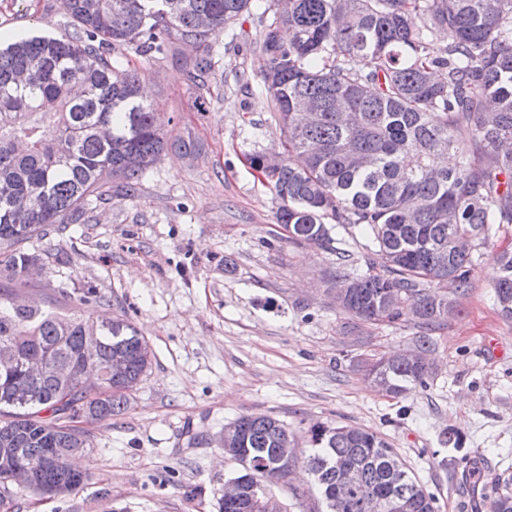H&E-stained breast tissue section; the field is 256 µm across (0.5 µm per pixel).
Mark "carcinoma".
<instances>
[{
	"label": "carcinoma",
	"mask_w": 512,
	"mask_h": 512,
	"mask_svg": "<svg viewBox=\"0 0 512 512\" xmlns=\"http://www.w3.org/2000/svg\"><path fill=\"white\" fill-rule=\"evenodd\" d=\"M249 10L250 0H67L72 33L0 46V184L14 188L0 197V343L74 371L66 381L0 372V448L15 449L36 482L52 448L55 478L71 493L84 484L70 459L93 442L85 432L76 438L69 423L81 412L111 419L151 361L125 318L111 319L91 343L84 332L95 320L10 302L32 262L44 261L29 250L32 239L82 222L91 198L112 194L114 183L133 194L168 148L140 74L114 65L112 51L133 45L153 57ZM435 37L444 46L434 47ZM260 49L282 161L270 167L258 152L250 165L280 200L276 221L293 242L328 245L337 224L370 239L367 271L340 264L329 274L336 309L354 341L368 323L413 325L418 362L383 354L360 368L392 396L425 387L433 334L456 310L441 290L451 282L467 295L473 250L512 224V0H292L263 25ZM494 265L495 301L512 319V248L499 250ZM76 301L103 304L93 287ZM114 350L128 356L120 369ZM90 366L102 379L92 397L79 387ZM236 426L230 460L243 499L219 502V512H250L251 488L290 474L280 463L290 436L279 420L243 415ZM307 442L304 463L323 512H372V501L391 512L394 498L407 512H436L434 496L378 434L315 423ZM344 467L359 470L357 487L341 485Z\"/></svg>",
	"instance_id": "cac0c4a2"
}]
</instances>
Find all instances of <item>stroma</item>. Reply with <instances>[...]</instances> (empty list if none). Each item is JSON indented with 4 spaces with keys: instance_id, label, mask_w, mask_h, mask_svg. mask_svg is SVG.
Returning <instances> with one entry per match:
<instances>
[{
    "instance_id": "1",
    "label": "stroma",
    "mask_w": 512,
    "mask_h": 512,
    "mask_svg": "<svg viewBox=\"0 0 512 512\" xmlns=\"http://www.w3.org/2000/svg\"><path fill=\"white\" fill-rule=\"evenodd\" d=\"M271 6L251 0L235 24L155 57L123 48L168 118V138L199 148H169L133 196L91 201L84 223L34 241L59 260L23 294L72 314L58 288H96V316L131 321L151 365L124 410L84 421L93 445L75 464L85 485L61 499L7 486L8 512H219L218 491L236 472L219 438L250 414L280 420L300 443L316 422L378 433L438 512H489L496 490L512 489V319L492 288L495 248L512 243V224L474 251L471 289L434 336L429 384L393 397L365 381L356 361L410 348L416 330L368 326L352 345L327 276L341 254L365 271L366 238L338 225L328 249L288 241L278 199L249 166L279 146L257 47ZM67 21L64 0H0L4 43L64 35ZM208 54L215 66L202 80L191 61ZM448 432L460 446L445 444ZM270 490L287 512H312L319 498L301 468Z\"/></svg>"
}]
</instances>
